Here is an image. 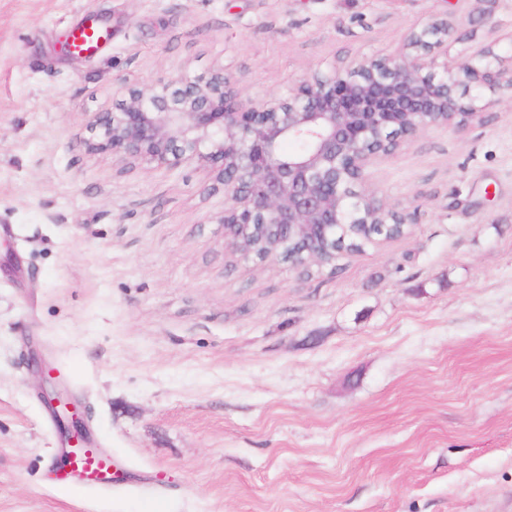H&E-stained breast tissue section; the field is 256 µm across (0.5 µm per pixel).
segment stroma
<instances>
[{
	"mask_svg": "<svg viewBox=\"0 0 512 512\" xmlns=\"http://www.w3.org/2000/svg\"><path fill=\"white\" fill-rule=\"evenodd\" d=\"M437 18L512 45V0H0V512H512V100L374 166L414 224L308 277L225 250L206 171L86 143L122 85L283 95ZM34 354L110 488L49 481ZM104 32L92 23L82 21L76 24L68 34L67 44L72 52H96L100 48V39Z\"/></svg>",
	"mask_w": 512,
	"mask_h": 512,
	"instance_id": "1",
	"label": "stroma"
}]
</instances>
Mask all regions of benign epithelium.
I'll return each mask as SVG.
<instances>
[{
    "mask_svg": "<svg viewBox=\"0 0 512 512\" xmlns=\"http://www.w3.org/2000/svg\"><path fill=\"white\" fill-rule=\"evenodd\" d=\"M452 27L410 30L398 53L315 71L286 96L241 104L222 73L129 85L88 126L90 146L122 161L216 171L224 247L245 260L321 265L319 245L345 224H410L366 185L368 169L430 128L463 127L512 100V54L489 47L448 59ZM80 442L76 412L58 417Z\"/></svg>",
    "mask_w": 512,
    "mask_h": 512,
    "instance_id": "benign-epithelium-1",
    "label": "benign epithelium"
}]
</instances>
